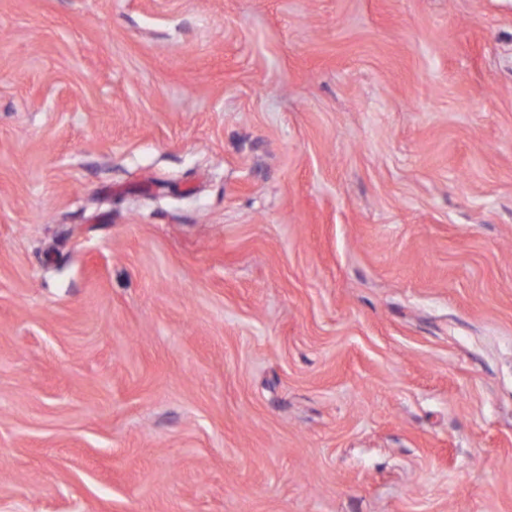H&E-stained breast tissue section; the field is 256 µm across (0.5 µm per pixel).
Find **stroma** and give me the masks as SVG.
<instances>
[{
    "instance_id": "35a3bbf8",
    "label": "stroma",
    "mask_w": 512,
    "mask_h": 512,
    "mask_svg": "<svg viewBox=\"0 0 512 512\" xmlns=\"http://www.w3.org/2000/svg\"><path fill=\"white\" fill-rule=\"evenodd\" d=\"M0 512H512V0H0Z\"/></svg>"
}]
</instances>
